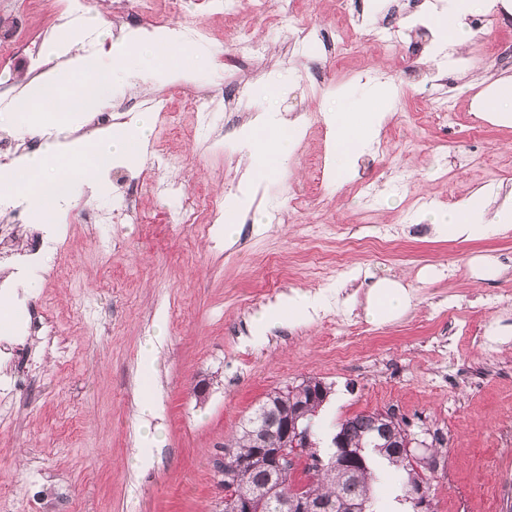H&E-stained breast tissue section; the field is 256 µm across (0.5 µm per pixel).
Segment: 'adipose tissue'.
I'll use <instances>...</instances> for the list:
<instances>
[{
    "mask_svg": "<svg viewBox=\"0 0 512 512\" xmlns=\"http://www.w3.org/2000/svg\"><path fill=\"white\" fill-rule=\"evenodd\" d=\"M474 2L450 0L447 10L431 15L429 25L441 36L445 45L462 44L470 36L468 19L474 13ZM188 55V50L184 48L159 54L138 45L117 47L110 68L95 69L87 75H74L67 85L57 80L41 84L34 96L17 100L9 120L21 128L43 114H86L111 97L121 75L131 64L154 68L164 62L175 66ZM382 100L380 88L372 87L356 105L334 115L337 168L352 167L359 147L373 139V112ZM151 125V113H143L136 128H113L105 141L76 142L66 154L61 153L58 142L47 141L40 153L32 155L22 169L0 173V191L25 203L36 220L44 223L52 221L68 200L64 188L73 178L93 181L99 164L108 157L139 154ZM256 127L260 131L256 139L260 155L267 163L282 165L291 150L290 139L279 134L278 122L268 114L258 117ZM432 227L441 238L463 241L480 239L497 231L512 229V203L492 210L483 195L475 194L448 213L436 216ZM321 306V293L291 292L258 313L253 335L259 338L284 322L312 318L318 314ZM407 306L408 296L401 282L384 278L373 286L366 315L371 321L384 323L402 314Z\"/></svg>",
    "mask_w": 512,
    "mask_h": 512,
    "instance_id": "ef3b65f1",
    "label": "adipose tissue"
}]
</instances>
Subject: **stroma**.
<instances>
[{
    "mask_svg": "<svg viewBox=\"0 0 512 512\" xmlns=\"http://www.w3.org/2000/svg\"><path fill=\"white\" fill-rule=\"evenodd\" d=\"M66 0H0V30L46 36L48 66H109L115 38L90 28L103 12L108 28L121 24L114 0L88 7L78 22L66 21ZM165 12V30L191 18L208 33L175 67L134 73L114 97L138 105L141 97L164 96L154 111L149 140L165 133L168 114L181 116L183 132L170 139L184 169L169 176L194 194L233 198L244 187L254 205L278 211L276 224L254 232L253 212L242 214L232 244L211 245L222 224H167L172 207L162 195L144 197L139 220L89 226L73 220L81 208L106 203L118 180L105 161L94 183L73 184L63 213L58 256L30 262L20 288L0 290V301L17 317L23 302H39L58 325L54 336L0 333V399L16 411L0 415V512H224L220 467L224 450L242 421L273 390L315 379L331 388L318 421L325 433L359 412L393 411L411 437L438 436L440 466L431 475L434 512H500L497 486L512 462L497 456V432L512 414V377L491 373L495 358L512 361V346L491 354L471 338L487 324L512 336L489 297L512 292V230L473 241L434 237L425 213L445 211L473 193L501 203L512 195V123L490 120L474 128L472 117L484 93L512 82L496 65L499 47L512 44V0H496L477 13L472 39L455 49L446 80L427 83L430 63L412 71L401 56L371 51L365 36L381 18L346 16L340 0H304L301 11L315 29L345 25L351 52L336 65L323 93L299 74L311 57L293 46L294 32L275 18L242 5L225 20L209 0H179ZM251 25L266 47L253 71L233 63L239 25ZM241 78L247 121L224 129L205 147L184 114V98ZM372 86L387 101L375 115L376 140L361 147L358 168L338 172L333 161L335 130L329 120ZM450 100L454 119L441 128L419 120L429 99ZM313 114L322 130L301 132L293 152L274 175L254 164L251 119ZM388 154L377 151L386 131ZM373 194L364 197L362 186ZM306 202L291 209L294 194ZM394 230L391 249L355 247L377 225ZM108 238L112 248L100 250ZM347 241V271L323 281L336 245ZM494 260L499 276L478 280L474 267ZM398 279L410 305L385 324L364 315L374 280ZM318 291L323 306L312 320L271 329L264 341L251 337L260 308L293 290ZM363 335L353 355L337 358L339 338ZM154 343L156 361L140 352ZM32 350L34 382L13 390L10 379L18 347ZM207 386L197 395V383ZM154 396L158 412L143 418L139 401ZM161 438L153 464L139 468L142 424Z\"/></svg>",
    "mask_w": 512,
    "mask_h": 512,
    "instance_id": "obj_1",
    "label": "stroma"
}]
</instances>
